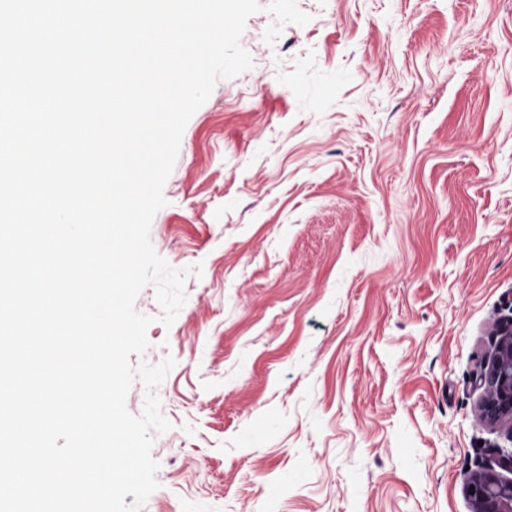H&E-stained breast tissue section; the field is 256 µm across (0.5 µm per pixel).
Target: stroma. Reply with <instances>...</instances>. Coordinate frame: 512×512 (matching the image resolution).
<instances>
[{
	"instance_id": "1",
	"label": "stroma",
	"mask_w": 512,
	"mask_h": 512,
	"mask_svg": "<svg viewBox=\"0 0 512 512\" xmlns=\"http://www.w3.org/2000/svg\"><path fill=\"white\" fill-rule=\"evenodd\" d=\"M150 239L201 265L132 364L175 366L139 512H472L507 447L477 381L512 318V0H260Z\"/></svg>"
}]
</instances>
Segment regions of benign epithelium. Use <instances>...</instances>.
Returning <instances> with one entry per match:
<instances>
[{
  "instance_id": "obj_1",
  "label": "benign epithelium",
  "mask_w": 512,
  "mask_h": 512,
  "mask_svg": "<svg viewBox=\"0 0 512 512\" xmlns=\"http://www.w3.org/2000/svg\"><path fill=\"white\" fill-rule=\"evenodd\" d=\"M482 395L477 416L491 426L512 422V325L501 330L478 378ZM512 472V451L499 455L495 464H482L468 480L474 512H512V478L496 468Z\"/></svg>"
}]
</instances>
